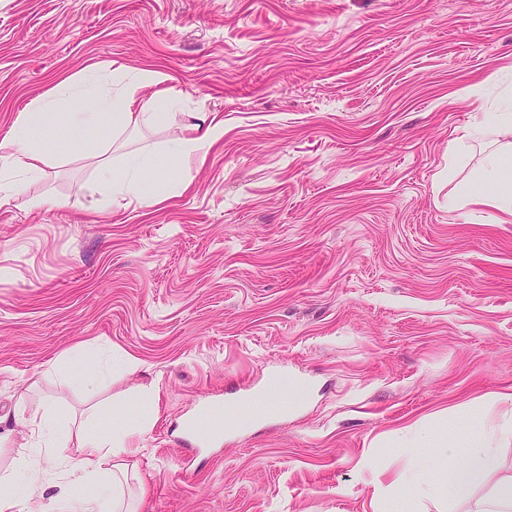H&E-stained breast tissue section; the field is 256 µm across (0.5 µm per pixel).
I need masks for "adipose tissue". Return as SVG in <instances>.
Instances as JSON below:
<instances>
[{"mask_svg":"<svg viewBox=\"0 0 512 512\" xmlns=\"http://www.w3.org/2000/svg\"><path fill=\"white\" fill-rule=\"evenodd\" d=\"M100 71L90 65L32 101L19 113L7 149L0 153V200L18 191L20 178L42 173L56 156L82 155L94 158L109 195L115 200L159 204L172 193L184 190L181 182L160 188L155 176L178 169L190 155L206 156L224 138V117L216 112H194L189 122L178 120L181 98L166 89V74L133 69L125 73L122 86L106 89ZM152 85L150 99L138 98L139 87ZM160 128L168 132V144L159 152L144 148L128 150L131 137L143 130ZM465 138L494 137L501 147L486 163L474 168L462 192L468 203L497 210L512 218V93L491 112H479L464 133ZM121 150V164H112L109 152ZM140 360L129 354H98L90 372L75 382L86 393H94L112 372L126 374L140 370ZM154 393H144L139 415L114 414L111 424L62 425L53 408H45L36 428L33 445L44 451L49 468L60 471L67 481L63 502L66 512H142L143 500L128 495L123 481L130 474V459L136 455L137 437L147 429ZM492 402L504 409L502 416L486 417L475 429L442 432L409 426L395 445L399 448H435L440 455L449 449L466 452L464 463L449 462L448 472L463 499L489 482L501 486L500 494L475 501L473 512H512V475L500 472L497 451L512 443V394L493 395ZM17 465L0 468V512H42L40 488L17 487ZM102 479L110 493L84 495L87 481ZM472 499V498H471Z\"/></svg>","mask_w":512,"mask_h":512,"instance_id":"ef3b65f1","label":"adipose tissue"}]
</instances>
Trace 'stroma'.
Returning <instances> with one entry per match:
<instances>
[{
    "mask_svg": "<svg viewBox=\"0 0 512 512\" xmlns=\"http://www.w3.org/2000/svg\"><path fill=\"white\" fill-rule=\"evenodd\" d=\"M91 63L166 72L224 140L160 205H105L81 157L0 201V463L30 460L44 402L79 422L150 390L144 512H468L374 481L434 480L393 435L512 393V222L459 203L488 151L464 131L512 81V0H0V138ZM79 343L142 367L88 398L52 371ZM282 380L288 414L188 442L203 398Z\"/></svg>",
    "mask_w": 512,
    "mask_h": 512,
    "instance_id": "obj_1",
    "label": "stroma"
}]
</instances>
